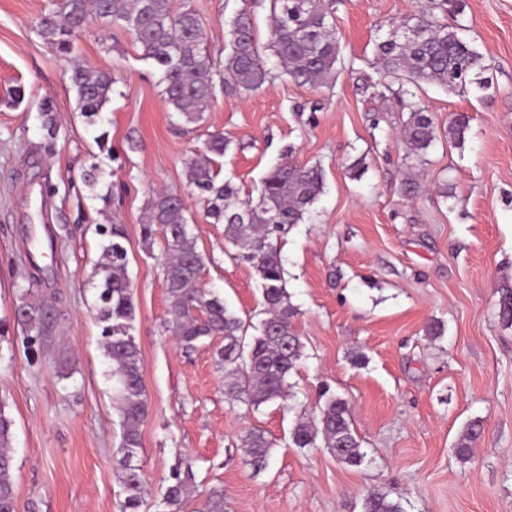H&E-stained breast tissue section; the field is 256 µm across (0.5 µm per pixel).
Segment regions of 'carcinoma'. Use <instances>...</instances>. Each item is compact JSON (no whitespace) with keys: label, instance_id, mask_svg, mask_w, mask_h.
I'll list each match as a JSON object with an SVG mask.
<instances>
[{"label":"carcinoma","instance_id":"carcinoma-1","mask_svg":"<svg viewBox=\"0 0 512 512\" xmlns=\"http://www.w3.org/2000/svg\"><path fill=\"white\" fill-rule=\"evenodd\" d=\"M459 0H421L416 9L390 26L375 52L377 77L363 81L362 92L369 100L392 98L408 113L401 129L406 147L405 164L412 167L438 136L435 122L421 97L423 86L432 84L451 92L483 99L491 80L483 76L481 54L465 36L466 27L457 23ZM454 23H443L439 14ZM105 26L127 31L147 59L161 70L165 101L186 124L203 121L204 113L217 93L252 92L267 80L261 46L248 8L230 21L231 50L220 60L204 47L203 29L194 9L172 8L171 0H61L59 10L42 16L39 36L70 54L72 37L85 29L91 17ZM267 47L278 58L282 71L294 81L311 86L327 83L340 60L333 4L323 0H272ZM81 112L88 118L100 114L113 93L112 74L84 65L70 69ZM41 125L46 135L58 130L55 112L42 103ZM470 119L457 114L448 120V141L460 145L469 131ZM227 143L221 133L209 136L206 156L187 164V180L197 192L206 215L224 225V240L235 251L234 260L250 265L259 279L266 318L254 325L243 320L217 295L198 287L203 255L190 224L185 204L169 192H157L145 205L141 225L144 242L153 244L154 226L165 228L163 251L168 264L163 267L168 300L167 331L189 351L210 337L224 338L217 352V364L224 369L225 394L233 402L256 411L260 406L290 395L289 379L304 356L305 345L295 321L298 315L286 288L285 270L278 240L302 223L304 216L324 190V171L318 164L299 165L285 158L263 179L257 200L235 203L239 189L230 181H218L215 158L223 157ZM103 237L101 260L95 267L100 277L98 320L105 356L111 363L112 398L122 426L119 465L123 470L125 506L131 512L142 502L145 480L131 461L142 448L140 425L148 415V401L142 375L139 345L133 335L136 305L128 273L125 227L99 224ZM497 316L512 327V287L499 289ZM16 327L28 343L37 342L46 323L44 305L27 290L14 310ZM253 334H248V329ZM323 403L309 412L301 410L291 433L297 448L330 450L347 466H359L367 456L362 441L352 428L349 403L323 391ZM14 420L0 402V512H16L12 480L14 456L11 452ZM481 434L473 422L455 448V455L467 459L472 443ZM244 464L266 466L271 442L259 428L241 439ZM195 492L191 463L176 469L163 495L167 512H181ZM198 512H225L224 490L211 489ZM364 512H405L401 502L385 492L368 495Z\"/></svg>","mask_w":512,"mask_h":512}]
</instances>
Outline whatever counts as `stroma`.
<instances>
[{
    "instance_id": "35a3bbf8",
    "label": "stroma",
    "mask_w": 512,
    "mask_h": 512,
    "mask_svg": "<svg viewBox=\"0 0 512 512\" xmlns=\"http://www.w3.org/2000/svg\"><path fill=\"white\" fill-rule=\"evenodd\" d=\"M58 2L0 0V322L11 326L28 288L51 314L39 346L12 326L0 340L17 512H125L121 430L89 284L99 224L127 233L149 404L140 427L148 484L138 512H162L168 479L188 458L196 491L182 512H196L214 487L224 490L226 512H363L377 490L405 512H512V328L496 314L499 288L512 285V0H463L459 19L494 92L480 100L426 86L437 127L465 113L470 131L462 145L441 137L429 147L413 195L403 190L406 116L392 102H367L360 86L390 22L416 0H336L334 81L295 83L266 50L270 79L254 92L218 94L190 131L164 100L158 66L123 29L90 20L67 58L44 41L36 23ZM185 2L214 57L227 54L226 23L245 5L260 43L268 41L270 0L173 5ZM76 61L117 79L93 124L67 76ZM47 100L59 123L52 139L41 130ZM215 131L228 141L219 177L240 199L257 197L287 153L325 174L311 213L280 242L305 355L290 377L292 398L256 411L225 394L215 363L221 339L186 351L166 332L164 234L150 247L141 237L149 196L181 195L204 257L200 286L241 318L258 315L255 271L225 255L223 225L205 217L186 178L187 163ZM92 171L94 189L85 181ZM47 229L58 249L39 257L37 279L28 254ZM433 325L441 335H428ZM355 351L363 365L351 363ZM325 386L350 404L367 452L361 466L291 444L298 412L314 407ZM474 421L483 433L469 459H459L455 449ZM252 428L272 443L258 472L240 448Z\"/></svg>"
}]
</instances>
